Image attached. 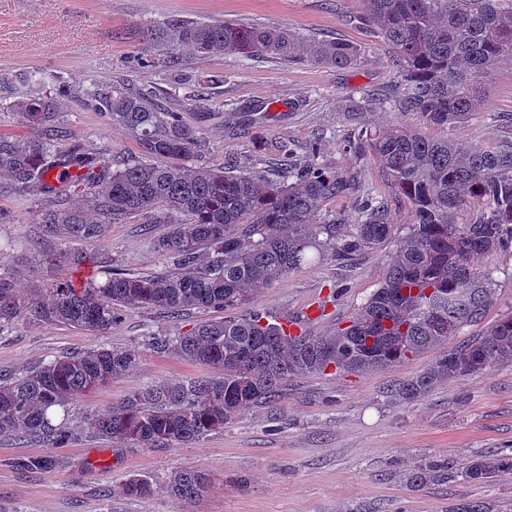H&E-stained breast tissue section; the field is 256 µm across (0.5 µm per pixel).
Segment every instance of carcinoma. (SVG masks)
I'll return each mask as SVG.
<instances>
[{"label":"carcinoma","mask_w":512,"mask_h":512,"mask_svg":"<svg viewBox=\"0 0 512 512\" xmlns=\"http://www.w3.org/2000/svg\"><path fill=\"white\" fill-rule=\"evenodd\" d=\"M364 9L343 17L367 37L381 40L392 63L391 92L353 101L356 113L389 106L416 115L422 126L391 124L360 129L354 148L368 146L381 172L411 209L404 236L389 200L360 194L354 175L328 165L313 142L299 157L284 148L281 180L191 167L186 161L204 142L179 113L162 108L156 94L118 80L97 92L94 105L112 124L133 135L142 158L125 159L73 148L59 149L65 131L56 102L37 95L15 104L36 136L19 143L0 136V173L19 192L53 199L80 189L85 202L47 207L39 223L51 236L102 241L111 225L129 217L165 213L170 229L158 251L178 270L150 273L113 269L106 281L67 278L26 296L5 271L0 251V334L16 325H68L104 334L125 312L160 310L178 317L192 309L248 307L258 286L325 261H347L393 240L378 288L327 336L295 334L258 312L205 320L177 336H152L147 345L207 369L205 375L137 389L105 413L71 423V405L137 363L133 349L92 346L70 352L22 374H0V437L17 436L47 448H66L82 436L122 448H174L224 428L243 411L270 406L288 380L329 370L366 372L446 346L456 331L482 319L492 302L491 273L475 256H512V140L485 150L431 134L464 123L485 104L482 79L512 65V0H363ZM186 47L200 57L243 54L288 64L312 61L332 68L358 65L364 47L341 39L294 34L286 27L243 21L194 22L170 18L147 29L144 49L162 53L171 66ZM62 166L58 183L49 173ZM353 199L358 223L336 213L314 217L332 199ZM59 261L79 271L95 267L90 253L63 252ZM512 364V313L485 332L440 355L395 395L414 401L439 383ZM13 467L50 471L53 455L17 457ZM456 471L450 459H428L407 473L419 488ZM512 471V453L477 457L465 477L486 480ZM211 476L193 468L171 473L165 489L177 503L192 502L211 487ZM157 481L150 474L127 481L125 493L144 497Z\"/></svg>","instance_id":"cac0c4a2"}]
</instances>
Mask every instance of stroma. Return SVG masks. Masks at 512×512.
I'll list each match as a JSON object with an SVG mask.
<instances>
[{
	"mask_svg": "<svg viewBox=\"0 0 512 512\" xmlns=\"http://www.w3.org/2000/svg\"><path fill=\"white\" fill-rule=\"evenodd\" d=\"M358 0H0V72L11 84L0 87V135L28 142L35 136L13 105L34 92L52 96L67 142L89 150L135 157L134 137L91 108L96 88L125 78L163 97L169 111L199 127L209 144L204 165L220 168L276 169L282 145L303 151L320 141L325 161L346 165L362 190L389 194L370 152H345L352 128L344 107L364 93L384 94L390 80L387 47L366 40L344 25L342 15L359 10ZM170 17L211 22L239 20L285 26L295 33L365 42V60L348 69L311 62L285 64L240 54L202 59L183 50L175 66L141 62L143 31ZM36 69L45 76L33 90L20 75ZM485 106L448 136L486 150L512 139V66L503 65L482 81ZM0 175V209L12 223L0 224V245L14 259L18 287L44 288L70 276L46 254L61 241L45 237L39 212L49 199L21 196ZM163 224L132 217L112 225L92 245L103 273L173 269L155 241ZM395 249L384 242L355 261L303 269L261 288L253 305L286 320L310 317L313 334L333 333L341 319L377 288ZM481 266L493 272L495 294L483 318L464 327L452 344L482 334L500 315L512 312V259L490 253ZM335 302H328V295ZM325 303V311L311 308ZM212 311L193 310L174 318L159 310L126 313L102 335L69 326L19 325L0 334V371L21 373L56 356L92 345L137 350L136 367L80 400L74 423L107 410L113 402L147 384L182 381L204 374V367L145 345L152 335H174L211 319ZM435 351L366 373L309 375L288 381L276 405L256 407L203 440L155 451L113 446L82 438L54 449L56 469L28 473L13 458L39 455L28 440L0 437V512H456L472 501L489 512H512V471L480 482L456 476L414 488L404 475L427 458L468 462L512 448V364L496 366L436 386L408 402L395 398L402 382L423 373ZM184 467L213 475L206 495L192 503H173L164 489L147 498L124 494L136 475L165 479Z\"/></svg>",
	"mask_w": 512,
	"mask_h": 512,
	"instance_id": "obj_1",
	"label": "stroma"
}]
</instances>
